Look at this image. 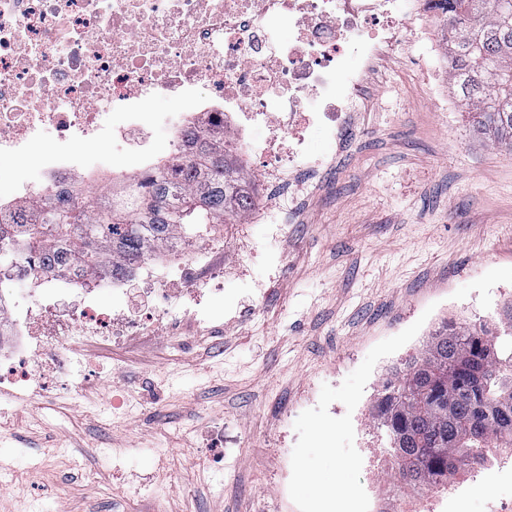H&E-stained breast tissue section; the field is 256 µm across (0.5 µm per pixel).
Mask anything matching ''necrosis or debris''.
Here are the masks:
<instances>
[{"instance_id":"necrosis-or-debris-1","label":"necrosis or debris","mask_w":512,"mask_h":512,"mask_svg":"<svg viewBox=\"0 0 512 512\" xmlns=\"http://www.w3.org/2000/svg\"><path fill=\"white\" fill-rule=\"evenodd\" d=\"M421 10L420 0H0V210L25 223L50 204L98 203L131 152L142 160L135 178L147 179L153 123L169 134L164 159L174 168L219 137L245 156L266 155L249 135L260 120L286 147L255 169V184L317 168L297 127L347 131L370 70ZM270 14L292 38H273L261 24ZM157 93L195 99L197 109L147 116ZM44 135L40 180L15 183L13 165ZM88 147L97 150L90 164L80 160ZM241 234L224 224L203 242L175 235L121 272L51 277L32 263L0 273V389L30 385L43 396L46 364L65 365L90 344L139 337L176 355L184 341L162 327L180 315L207 319L217 282L247 275ZM172 275L183 287H169ZM140 285L164 301L142 320L129 315ZM105 294L111 307L99 304ZM464 470V480L433 485L406 512H448L476 483L512 482V452Z\"/></svg>"}]
</instances>
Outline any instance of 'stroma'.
I'll return each instance as SVG.
<instances>
[{
  "label": "stroma",
  "mask_w": 512,
  "mask_h": 512,
  "mask_svg": "<svg viewBox=\"0 0 512 512\" xmlns=\"http://www.w3.org/2000/svg\"><path fill=\"white\" fill-rule=\"evenodd\" d=\"M446 54L425 16L368 78L350 137L307 133L324 164L280 187L287 239L250 216L264 300L227 275L208 323H177L198 340L181 356L94 347L51 399L0 394V512H296L328 494L343 512L367 458L391 463L381 435L361 450L355 413L442 321L492 326L512 302V153L473 132Z\"/></svg>",
  "instance_id": "1"
}]
</instances>
